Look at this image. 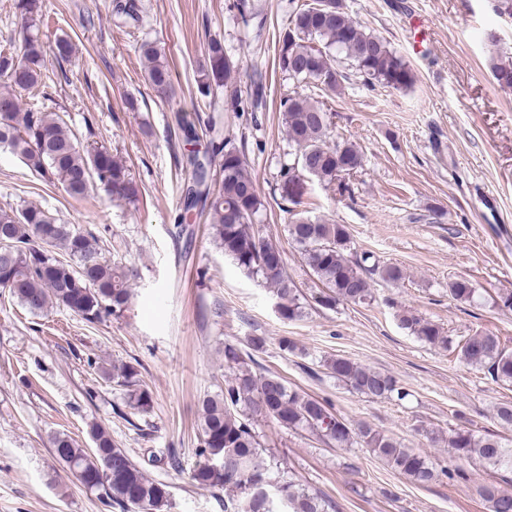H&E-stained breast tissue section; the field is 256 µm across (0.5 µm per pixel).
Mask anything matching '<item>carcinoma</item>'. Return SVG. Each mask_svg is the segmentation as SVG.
Masks as SVG:
<instances>
[{
    "label": "carcinoma",
    "instance_id": "1",
    "mask_svg": "<svg viewBox=\"0 0 512 512\" xmlns=\"http://www.w3.org/2000/svg\"><path fill=\"white\" fill-rule=\"evenodd\" d=\"M26 19L19 40L0 50V77L9 87L36 90L42 81L44 50L32 23L38 16V0H16ZM113 11L138 25L137 0H113ZM278 67L294 81L336 91L344 78L337 60L344 56L352 69L368 81L404 90L414 75L397 51L382 37L366 31L348 12L344 0H313L294 9L288 29L279 40ZM146 77L159 93L167 91L170 71L161 50L150 42L141 45ZM238 65L224 43L213 39L200 68L198 91L207 97L215 88L228 85ZM282 124L288 140L289 161L281 168V197L292 204L288 235L300 250L305 265L322 285L315 303L332 308L338 301L366 304L372 299L370 276L380 273L392 283L404 279L397 266L369 264L371 254L348 259L351 238L343 224L313 219L302 205L300 177L327 184L358 171L362 155L353 142L329 144L331 116L311 97L288 96L280 103ZM184 140H200L196 124L177 117ZM205 151L191 150L192 184L184 197V209L197 207L208 213L210 234L224 256L246 274L272 288L280 316L301 319L303 303L288 276L280 248L260 235L258 218L265 208L249 172L246 155L222 137L217 123H205ZM0 146L20 155L32 171L61 185L72 197H82L96 187L117 200L137 198V186L124 162L105 146L84 145L55 112L21 111L9 91L0 94ZM219 159V172L210 168ZM137 271L107 258L97 236L66 224L50 212L28 206L0 209V290L17 298L33 314L54 308L70 311L94 324L109 316L119 317L132 296ZM451 297L470 302L475 288L466 278L449 285ZM401 326L420 341L457 350L459 361L479 366L497 382L512 384V350L494 334H478L455 341L441 328L422 317L400 316ZM234 345H224L228 374L224 390L201 402L200 426L204 462L191 472L192 482L205 489L224 492V512H339L335 501L294 480L263 446L256 423L272 420L282 427L314 433L338 448H368L393 470L417 484L446 476L467 479L462 462L479 460L498 470L512 472V448L492 436L467 427L448 430L440 438L450 449L448 468H436L426 458L404 447L395 438L369 425L356 429L331 411L330 406L288 386L274 374L258 375ZM326 373L347 388L370 398L404 399L407 393L390 375L368 368L344 356H328ZM103 377L126 390L129 405L146 413L152 406L150 391L140 384L137 369L114 364L102 369ZM93 447L86 448L61 433L52 444L57 457L84 488L106 497L121 512H167L171 507L166 485L149 478L99 425L90 427ZM488 512H512V493L496 487L483 488Z\"/></svg>",
    "mask_w": 512,
    "mask_h": 512
}]
</instances>
